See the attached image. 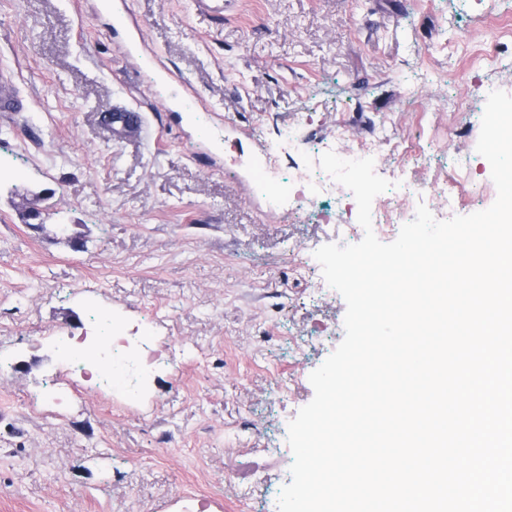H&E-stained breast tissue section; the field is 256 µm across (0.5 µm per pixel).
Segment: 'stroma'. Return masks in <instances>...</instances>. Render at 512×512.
<instances>
[{
	"instance_id": "35a3bbf8",
	"label": "stroma",
	"mask_w": 512,
	"mask_h": 512,
	"mask_svg": "<svg viewBox=\"0 0 512 512\" xmlns=\"http://www.w3.org/2000/svg\"><path fill=\"white\" fill-rule=\"evenodd\" d=\"M125 3L136 57L96 0H0L24 104L0 117V512H272L346 303L310 294L338 226L270 212L245 162L297 125L426 146L404 172L425 204L457 160L490 182L476 144L489 91L512 94V0H237L220 25L193 0ZM154 59L190 91L181 116ZM112 103L146 113L141 137L109 139ZM94 315L162 357L141 413L47 398L64 358L29 337Z\"/></svg>"
}]
</instances>
